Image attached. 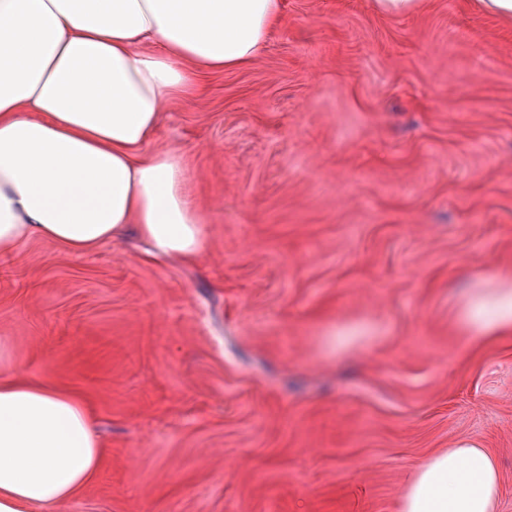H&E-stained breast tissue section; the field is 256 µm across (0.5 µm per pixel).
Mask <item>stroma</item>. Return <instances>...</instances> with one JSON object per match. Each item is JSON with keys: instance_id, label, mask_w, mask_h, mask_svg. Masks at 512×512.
Here are the masks:
<instances>
[{"instance_id": "35a3bbf8", "label": "stroma", "mask_w": 512, "mask_h": 512, "mask_svg": "<svg viewBox=\"0 0 512 512\" xmlns=\"http://www.w3.org/2000/svg\"><path fill=\"white\" fill-rule=\"evenodd\" d=\"M201 258L135 230L0 255L8 365L76 393L104 444L53 512H398L470 440L512 512V17L479 0H284L266 54L172 101ZM461 326L472 342L488 336L512 334V289L495 288L488 296H475L465 307Z\"/></svg>"}]
</instances>
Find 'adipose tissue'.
<instances>
[{"label":"adipose tissue","mask_w":512,"mask_h":512,"mask_svg":"<svg viewBox=\"0 0 512 512\" xmlns=\"http://www.w3.org/2000/svg\"><path fill=\"white\" fill-rule=\"evenodd\" d=\"M283 0H0V254L47 238L81 253L127 226L154 252L204 250L181 156L140 150L169 100L208 73L256 62ZM471 341L512 334V289L472 298ZM88 405L19 370L0 372V512H51L96 478ZM491 454L465 443L414 470L399 512H498Z\"/></svg>","instance_id":"obj_1"}]
</instances>
